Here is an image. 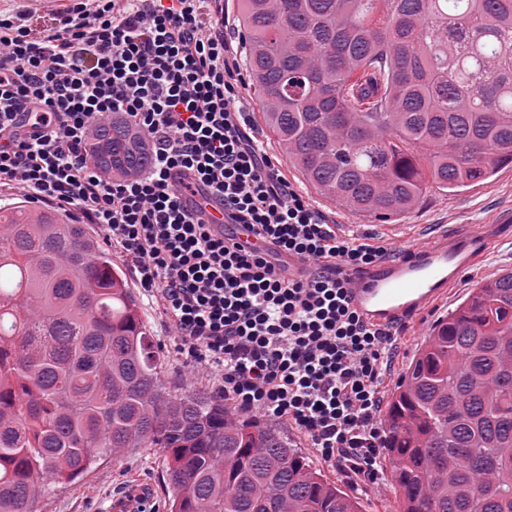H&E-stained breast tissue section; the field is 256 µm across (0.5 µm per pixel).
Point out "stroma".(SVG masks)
<instances>
[{
    "label": "stroma",
    "mask_w": 512,
    "mask_h": 512,
    "mask_svg": "<svg viewBox=\"0 0 512 512\" xmlns=\"http://www.w3.org/2000/svg\"><path fill=\"white\" fill-rule=\"evenodd\" d=\"M403 221L408 231L420 238L432 235L440 224L447 225L452 233L463 230L468 224H482L493 246L485 260L461 274L442 302L406 320L393 359L392 375L385 383L389 392L396 388L436 321L453 310L477 282L493 277L501 269H512V167L502 168L491 179L453 193L430 194L406 214ZM114 262L125 273L142 318L162 350L165 381L171 391L178 394L211 391L212 384L205 375L184 367L176 357L173 332L144 296L132 264L119 256ZM287 433L313 467L321 470L329 481L358 497L362 512H397L391 479H384L378 487L357 483L337 466L324 462L296 428H288ZM165 467V456L156 448H134L124 456L104 458L94 470L69 485H48L40 500V512H112L113 499L118 498L126 486L146 489L151 502L163 504L168 498Z\"/></svg>",
    "instance_id": "obj_1"
}]
</instances>
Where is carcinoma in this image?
Segmentation results:
<instances>
[{
	"mask_svg": "<svg viewBox=\"0 0 512 512\" xmlns=\"http://www.w3.org/2000/svg\"><path fill=\"white\" fill-rule=\"evenodd\" d=\"M263 123L323 197L377 221L512 166V0H241ZM88 160L146 170L96 123ZM124 272L87 224L0 207V512H38L126 448L167 455L170 512H361L281 428L170 393ZM399 512H512V270L424 341L386 411Z\"/></svg>",
	"mask_w": 512,
	"mask_h": 512,
	"instance_id": "1",
	"label": "carcinoma"
}]
</instances>
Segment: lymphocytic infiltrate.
<instances>
[{"label": "lymphocytic infiltrate", "mask_w": 512, "mask_h": 512, "mask_svg": "<svg viewBox=\"0 0 512 512\" xmlns=\"http://www.w3.org/2000/svg\"><path fill=\"white\" fill-rule=\"evenodd\" d=\"M244 84L212 0H92L38 35L0 17V187L98 225L176 355L225 404L295 426L323 461L376 486L402 327L368 326L351 294L354 274L400 251L355 237L288 182L248 129ZM116 112L151 145L149 168L119 181L86 155L95 121ZM194 188L269 252L215 237L186 202Z\"/></svg>", "instance_id": "obj_1"}]
</instances>
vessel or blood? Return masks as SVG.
<instances>
[{"label":"vessel or blood","instance_id":"1","mask_svg":"<svg viewBox=\"0 0 512 512\" xmlns=\"http://www.w3.org/2000/svg\"><path fill=\"white\" fill-rule=\"evenodd\" d=\"M34 17H54L65 13L72 0H24ZM191 203L203 208L215 233H231L245 249L263 251L267 245L244 227L226 223L224 207L207 194H196ZM490 246L481 227L471 226L450 236L439 233L415 241L406 257L380 261L356 275L352 304L371 325L402 321L444 298L466 268L479 263Z\"/></svg>","mask_w":512,"mask_h":512}]
</instances>
